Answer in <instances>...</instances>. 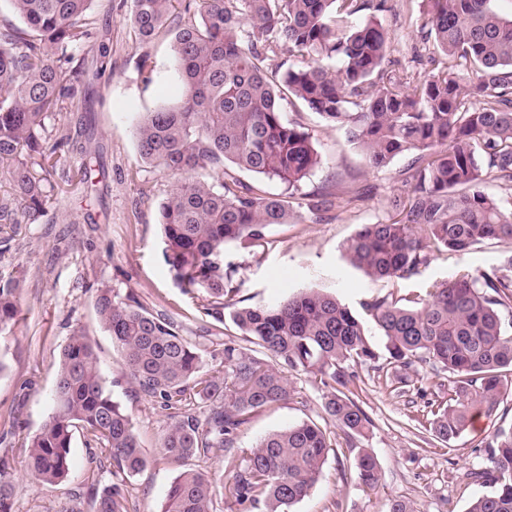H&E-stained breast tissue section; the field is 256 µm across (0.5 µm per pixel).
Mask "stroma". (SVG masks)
<instances>
[{"label": "stroma", "instance_id": "1", "mask_svg": "<svg viewBox=\"0 0 512 512\" xmlns=\"http://www.w3.org/2000/svg\"><path fill=\"white\" fill-rule=\"evenodd\" d=\"M421 0H388L381 16L393 37L394 56L411 63L420 43L404 18ZM86 23L91 38L78 55L93 60L99 43L110 48V64L93 80L98 138L105 148L106 177L96 187L69 186L52 198L35 222L0 224V283L20 284L18 322L0 338V457L10 464L15 485L13 512H92L98 487L112 482V459L89 433H77L73 464L58 483L34 480L27 466L33 436L51 415L59 356L69 338L83 333L100 360L104 386L131 415L146 465L122 483L129 512H160L167 490L180 472L160 452L170 412L160 399L135 395L124 368L123 354L113 344L96 314L97 290L109 286L119 296H134L153 313L169 316L179 332L203 351V373L222 372L225 342L243 338L230 317L207 315L177 287L163 251L159 226L161 203L176 179L160 167L142 162L133 128L145 113L176 102L181 87L172 37L163 33L148 42L135 33L132 0H93ZM150 55L155 78L143 84L138 65ZM285 120L308 129L321 157L320 166L302 186L311 193L323 188L353 186L361 195L326 212L301 209L296 223L272 227L263 246L237 244L225 260L238 268L236 300L265 307L309 288L334 295L361 318L376 348H383L380 330L365 304L375 296H392L406 305L426 298L429 287L460 270L478 276L507 274L504 245L488 242L460 254L435 253L422 272L408 279L370 280L352 266L346 242L365 224L388 216L390 198L410 190L402 173L411 159L395 158L387 167L367 166L343 130L297 102L281 101ZM352 386L371 420L370 434L359 440L332 428L334 448L308 497L293 512H386L389 502L409 501L413 512H467L471 501L489 492V485L471 481L469 472L487 468V444L500 428L512 427V394H506L491 415H476L466 433L449 445L434 440L422 426L430 404L448 400L449 375L418 364L407 386L385 360L357 367ZM291 400L267 407L241 427L237 443L248 448L277 430L303 421L326 424V388L306 375L291 374ZM376 456L381 479L376 488L358 485L353 471L356 448Z\"/></svg>", "mask_w": 512, "mask_h": 512}]
</instances>
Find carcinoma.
Masks as SVG:
<instances>
[{"instance_id":"1","label":"carcinoma","mask_w":512,"mask_h":512,"mask_svg":"<svg viewBox=\"0 0 512 512\" xmlns=\"http://www.w3.org/2000/svg\"><path fill=\"white\" fill-rule=\"evenodd\" d=\"M26 29L0 27V166L7 167L11 197L0 203V222L21 224L45 210L50 193L72 182L105 176L103 148L91 117L94 89L73 65L74 50L91 38L85 15L92 0H10ZM133 0V22L143 39L175 29L173 51L183 87L181 101L148 112L133 135L141 159L178 178L160 206L165 262L181 290L221 313L237 268L224 263L226 246L260 247L268 230L290 224L295 207L320 210L335 191L309 195L302 185L321 163L312 136L284 120L288 96L344 130L374 169L412 156L407 199L391 201L388 217L365 224L345 245L350 263L368 277L410 278L441 249L465 253L487 242L512 244V209L485 189L489 177L512 183V17L492 0H427L408 15L430 46L424 74L414 66L390 68L393 39L379 15L387 0ZM298 63L283 72L266 61L279 44ZM84 105L88 162L65 168L61 136L50 145L46 120ZM209 168L210 180L193 177ZM63 170L62 183L51 177ZM274 180L267 194L240 173ZM18 284H0V334L16 323ZM367 309L384 338L388 364L401 372L428 363L454 376L448 402L431 411L429 432L448 444L468 428L473 412L490 413L512 370V277L468 272L433 286L418 307L375 297ZM96 312L124 355L135 390L165 406L188 391L209 402L205 417L173 416L160 440L162 453L182 466L162 512H213L214 479L191 467L204 450L224 458L225 497L250 512H291L307 497L332 443L327 429L309 421L272 432L250 448L236 445L240 428L294 389L284 371L302 373L329 389L328 419L362 439L370 419L347 393L355 368L378 358L361 321L334 296L310 289L269 308L240 306L233 323L268 353L259 359L233 341L224 343V375H200L201 350L174 322L153 314L112 288L98 289ZM54 410L31 440L29 471L39 481L67 477L71 442L81 429L108 449L115 474L145 465L134 423L106 392L98 356L75 333L62 348ZM490 467L471 473L492 491L468 512H512V429L488 443ZM358 484L374 487L379 465L366 448L353 459ZM0 458V512H12L15 486ZM94 512H128L121 483L98 488Z\"/></svg>"}]
</instances>
